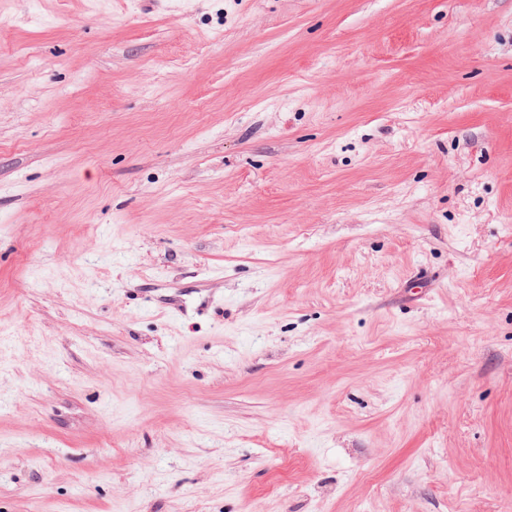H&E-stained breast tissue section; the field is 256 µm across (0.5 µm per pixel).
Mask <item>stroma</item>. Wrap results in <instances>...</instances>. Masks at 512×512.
Instances as JSON below:
<instances>
[{"instance_id": "obj_1", "label": "stroma", "mask_w": 512, "mask_h": 512, "mask_svg": "<svg viewBox=\"0 0 512 512\" xmlns=\"http://www.w3.org/2000/svg\"><path fill=\"white\" fill-rule=\"evenodd\" d=\"M0 512H512V0H0Z\"/></svg>"}]
</instances>
